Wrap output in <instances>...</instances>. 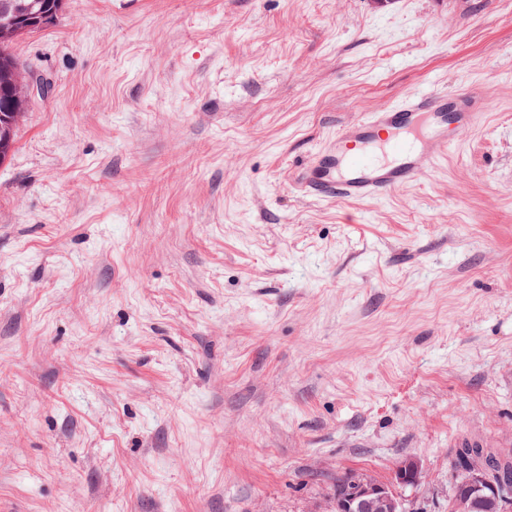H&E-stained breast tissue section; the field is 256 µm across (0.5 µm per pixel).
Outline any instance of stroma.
I'll list each match as a JSON object with an SVG mask.
<instances>
[{"label":"stroma","instance_id":"stroma-1","mask_svg":"<svg viewBox=\"0 0 512 512\" xmlns=\"http://www.w3.org/2000/svg\"><path fill=\"white\" fill-rule=\"evenodd\" d=\"M0 163V512H448L512 449V0H66ZM434 86L486 115L372 203L294 166ZM424 482L423 473L414 460L403 462L396 472V484L416 490ZM407 499L394 484L381 482L367 474L351 473L334 501L328 500L323 512H408Z\"/></svg>","mask_w":512,"mask_h":512}]
</instances>
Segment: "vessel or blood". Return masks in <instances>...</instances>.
Masks as SVG:
<instances>
[{"mask_svg":"<svg viewBox=\"0 0 512 512\" xmlns=\"http://www.w3.org/2000/svg\"><path fill=\"white\" fill-rule=\"evenodd\" d=\"M484 111L483 99L468 91H414L395 107L339 127L334 140L296 170L293 186L317 201L381 199L446 158L449 130L474 125Z\"/></svg>","mask_w":512,"mask_h":512,"instance_id":"b4317fda","label":"vessel or blood"}]
</instances>
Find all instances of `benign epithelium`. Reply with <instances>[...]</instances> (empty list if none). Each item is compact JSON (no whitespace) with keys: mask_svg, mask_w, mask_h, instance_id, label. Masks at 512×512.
<instances>
[{"mask_svg":"<svg viewBox=\"0 0 512 512\" xmlns=\"http://www.w3.org/2000/svg\"><path fill=\"white\" fill-rule=\"evenodd\" d=\"M64 0H56L50 10L27 13L13 19L10 27L0 26V40L13 35L46 28L53 24L63 10ZM42 92L33 77L13 83L12 93L21 105L20 110L3 117L5 138L0 145L10 144L11 130L21 123L26 114V104L34 93ZM495 462L491 448H481L472 453L469 467L455 483L451 504L453 512H470L471 498H481L490 503V512H508L512 507V484L496 481L491 469ZM424 482L423 473L414 460L403 462L396 472V483L413 490ZM407 499L398 494L394 485L381 482L367 474L352 473L346 479L335 500L323 504L321 512H408Z\"/></svg>","mask_w":512,"mask_h":512,"instance_id":"benign-epithelium-1","label":"benign epithelium"}]
</instances>
